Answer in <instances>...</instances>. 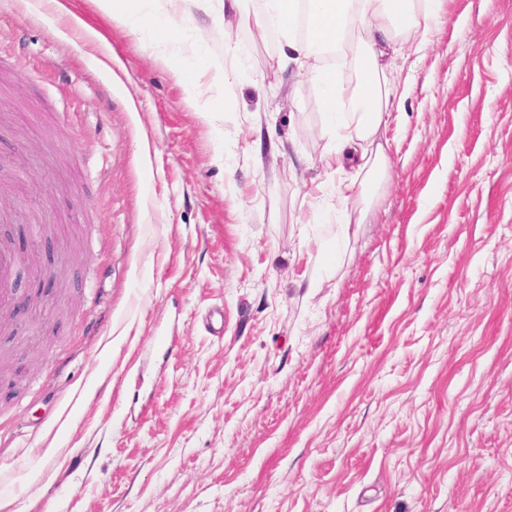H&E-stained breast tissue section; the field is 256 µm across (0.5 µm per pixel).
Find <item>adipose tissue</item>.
<instances>
[{
    "instance_id": "obj_1",
    "label": "adipose tissue",
    "mask_w": 512,
    "mask_h": 512,
    "mask_svg": "<svg viewBox=\"0 0 512 512\" xmlns=\"http://www.w3.org/2000/svg\"><path fill=\"white\" fill-rule=\"evenodd\" d=\"M107 16H120L130 34L154 48L177 49L179 78L197 104L210 111L206 89L221 90L237 83L236 70L209 55L201 31L192 19V7L212 9L214 16L240 13L241 0H96ZM306 18L305 36L289 47L308 60L309 77L321 90L322 108L337 124L343 143L370 140L381 126L389 108L387 78L382 58L391 45V33L409 30L426 41L440 17V0H265L250 25L258 37L273 30L295 32L299 18ZM373 30L377 43L356 59L361 81L355 89L343 87L331 68L312 65L323 49L345 45L355 29Z\"/></svg>"
}]
</instances>
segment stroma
I'll list each match as a JSON object with an SVG mask.
<instances>
[{"instance_id": "obj_1", "label": "stroma", "mask_w": 512, "mask_h": 512, "mask_svg": "<svg viewBox=\"0 0 512 512\" xmlns=\"http://www.w3.org/2000/svg\"><path fill=\"white\" fill-rule=\"evenodd\" d=\"M69 8L0 0V242L67 270L0 336V512H512V0L397 31L369 186L283 37L194 11L215 122Z\"/></svg>"}]
</instances>
